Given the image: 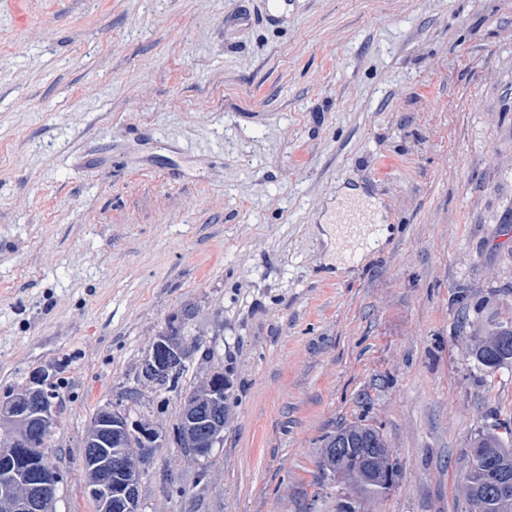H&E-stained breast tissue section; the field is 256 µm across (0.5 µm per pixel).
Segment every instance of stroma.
I'll list each match as a JSON object with an SVG mask.
<instances>
[{"mask_svg": "<svg viewBox=\"0 0 512 512\" xmlns=\"http://www.w3.org/2000/svg\"><path fill=\"white\" fill-rule=\"evenodd\" d=\"M389 235L339 270L343 188ZM195 308L178 389L137 379ZM512 0H0V402L47 370L55 512H95L98 407L171 429L182 390L231 382L224 444L168 443L143 512H469L474 439L512 416ZM383 434L377 500L325 437ZM341 197L349 198V201L358 204L363 209L367 219L377 220L378 215L375 212L378 207L377 204L374 200L368 199L365 195H363L360 190L347 189L344 191ZM349 201L342 203L347 209H349L347 214V221L349 224H364L363 221L360 220V217L356 215L357 209H355L352 202ZM489 336H497L496 344L490 346L478 345L475 358L483 370L494 372L501 365L512 360V322L501 325ZM348 432L350 433V440L344 439L343 448H352V454H356V449L358 448H368V455L370 460L376 461L379 455L380 448H385V454L382 458H380L379 462L374 465H379L380 468L389 472L390 479L393 480L394 475V464L390 461V453L389 449L386 446V443L383 437L376 430L365 427L362 425H351L349 427L343 428L340 431L336 432V434ZM336 434L329 436L324 444V448L326 450V458L327 462L331 459H341V455L343 453V448H331L329 447V442L336 437ZM323 448V452H324Z\"/></svg>", "mask_w": 512, "mask_h": 512, "instance_id": "obj_1", "label": "stroma"}]
</instances>
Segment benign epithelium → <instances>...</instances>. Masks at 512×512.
I'll return each mask as SVG.
<instances>
[{"mask_svg":"<svg viewBox=\"0 0 512 512\" xmlns=\"http://www.w3.org/2000/svg\"><path fill=\"white\" fill-rule=\"evenodd\" d=\"M190 315V311H183L174 324L167 325L157 334L141 362V380L160 389L172 384L173 378L189 357L190 349L185 337L181 336V325ZM46 376L47 371H42L41 378L21 396L0 404V423L10 428L9 440L0 447L1 452L13 457L25 447L24 436L33 423L46 434L52 432L56 425V407L46 395L43 382ZM228 386L229 380L224 377V373L213 371L205 377L202 391L181 397L180 411L183 415L173 425L172 440L186 454L199 457L222 441L226 421L224 388ZM102 419L112 422V430L115 432L113 441L121 448H139V456L132 460L124 453L113 454L112 469L101 474L90 472L88 492L105 505L107 512L115 508L120 512H129L133 506L134 485L112 482V473L136 471L139 460L157 446L162 435L138 421L130 420L126 413L114 405L109 404L104 408ZM38 463L40 474L37 480L0 485V504H5L8 512H52L58 477L45 459H39ZM493 496L503 499L512 497V473L490 469L486 491L470 495L473 505L471 512H485L486 500Z\"/></svg>","mask_w":512,"mask_h":512,"instance_id":"1","label":"benign epithelium"}]
</instances>
